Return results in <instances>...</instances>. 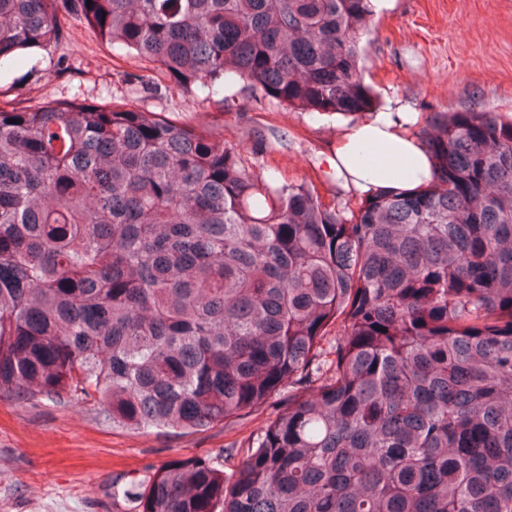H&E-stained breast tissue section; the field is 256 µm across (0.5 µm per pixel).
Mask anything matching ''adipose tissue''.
Returning <instances> with one entry per match:
<instances>
[{"mask_svg":"<svg viewBox=\"0 0 512 512\" xmlns=\"http://www.w3.org/2000/svg\"><path fill=\"white\" fill-rule=\"evenodd\" d=\"M405 115L381 112L354 124H338L336 148L327 165L348 188L363 194L394 190L421 191L433 178V163L425 143L410 130ZM377 156L365 166L361 149Z\"/></svg>","mask_w":512,"mask_h":512,"instance_id":"adipose-tissue-1","label":"adipose tissue"}]
</instances>
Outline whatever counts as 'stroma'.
<instances>
[{
	"mask_svg": "<svg viewBox=\"0 0 512 512\" xmlns=\"http://www.w3.org/2000/svg\"><path fill=\"white\" fill-rule=\"evenodd\" d=\"M63 26L62 48L25 50L0 66L1 107L122 103L223 134L255 171L275 166L286 182L314 183L326 200L347 197L324 163L339 116L314 118L237 86L227 104L206 101L153 63L113 49L82 15ZM362 44L377 110L410 113L414 132L438 112L512 117V0H387ZM267 417L262 410L192 434L134 433L88 405L0 399V512H116L113 484L189 457L222 464L225 446L246 449Z\"/></svg>",
	"mask_w": 512,
	"mask_h": 512,
	"instance_id": "obj_1",
	"label": "stroma"
}]
</instances>
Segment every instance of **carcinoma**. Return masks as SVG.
<instances>
[{
	"mask_svg": "<svg viewBox=\"0 0 512 512\" xmlns=\"http://www.w3.org/2000/svg\"><path fill=\"white\" fill-rule=\"evenodd\" d=\"M78 12L207 100L373 108L372 0H0V61ZM424 137L428 190L353 206L125 104L0 108V398L195 433L288 389L132 512H512V119Z\"/></svg>",
	"mask_w": 512,
	"mask_h": 512,
	"instance_id": "cac0c4a2",
	"label": "carcinoma"
}]
</instances>
